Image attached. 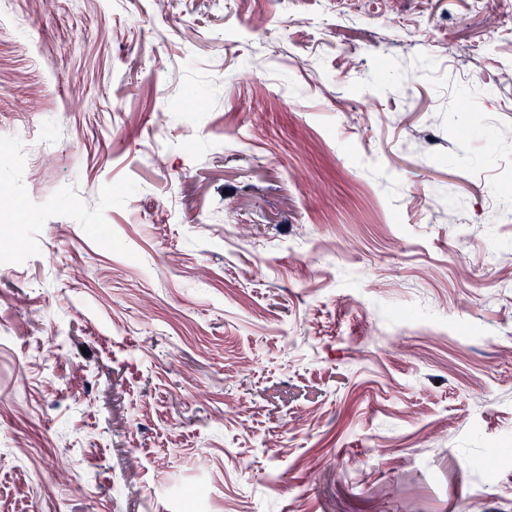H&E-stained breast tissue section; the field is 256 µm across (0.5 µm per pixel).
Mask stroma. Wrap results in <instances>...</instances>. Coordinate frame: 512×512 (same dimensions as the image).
I'll use <instances>...</instances> for the list:
<instances>
[{
	"instance_id": "1",
	"label": "stroma",
	"mask_w": 512,
	"mask_h": 512,
	"mask_svg": "<svg viewBox=\"0 0 512 512\" xmlns=\"http://www.w3.org/2000/svg\"><path fill=\"white\" fill-rule=\"evenodd\" d=\"M0 6V512H512V0Z\"/></svg>"
}]
</instances>
